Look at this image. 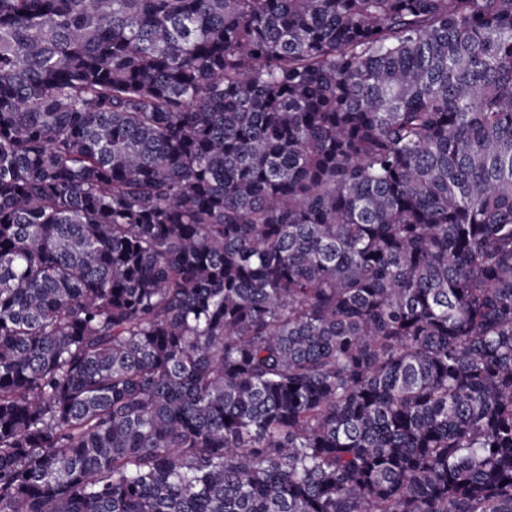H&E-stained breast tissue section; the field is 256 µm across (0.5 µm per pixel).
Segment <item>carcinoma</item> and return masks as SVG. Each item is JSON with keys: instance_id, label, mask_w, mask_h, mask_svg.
<instances>
[{"instance_id": "1", "label": "carcinoma", "mask_w": 512, "mask_h": 512, "mask_svg": "<svg viewBox=\"0 0 512 512\" xmlns=\"http://www.w3.org/2000/svg\"><path fill=\"white\" fill-rule=\"evenodd\" d=\"M0 512H512V0H0Z\"/></svg>"}]
</instances>
